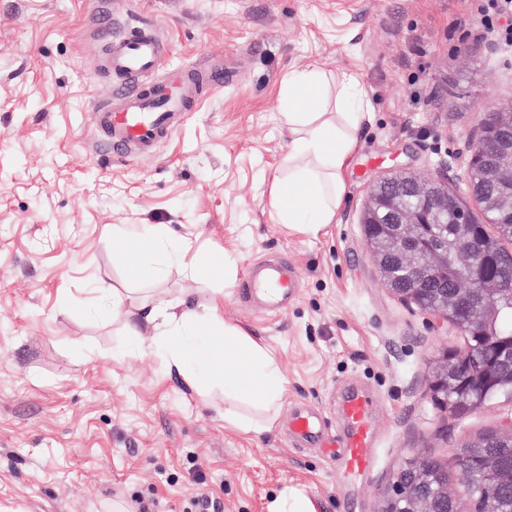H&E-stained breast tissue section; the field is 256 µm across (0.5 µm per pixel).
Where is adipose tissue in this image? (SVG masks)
Masks as SVG:
<instances>
[{"mask_svg":"<svg viewBox=\"0 0 512 512\" xmlns=\"http://www.w3.org/2000/svg\"><path fill=\"white\" fill-rule=\"evenodd\" d=\"M321 76L313 72L288 75V126L295 138L288 155V177L273 187V202L283 224L298 233H319L335 223L342 204L345 175L356 148V132L365 117L364 89L354 75H342L337 84V101L348 102L350 111L327 116ZM150 246L128 253L127 262L142 278L159 280L167 265L180 261L184 244L175 242L157 228L149 229ZM137 317L152 324V348L170 372L185 375L191 387L200 389L214 376L212 339H228L233 355L222 377L224 394L237 399L250 396L261 408V416L244 419L234 412L224 418L243 432L259 436L271 422L283 390L278 361L265 344L224 320L223 300L212 297L203 304L160 300L136 309Z\"/></svg>","mask_w":512,"mask_h":512,"instance_id":"ef3b65f1","label":"adipose tissue"}]
</instances>
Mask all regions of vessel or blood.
I'll use <instances>...</instances> for the list:
<instances>
[{
    "label": "vessel or blood",
    "mask_w": 512,
    "mask_h": 512,
    "mask_svg": "<svg viewBox=\"0 0 512 512\" xmlns=\"http://www.w3.org/2000/svg\"><path fill=\"white\" fill-rule=\"evenodd\" d=\"M162 59L163 51L147 28L115 36L107 46L105 66L122 84L110 102L97 107L95 120L112 157L153 154L175 133L186 112L224 85L215 68L184 67L162 73ZM300 288L292 265L262 259L249 265L238 294L255 308L280 313ZM373 412V398L352 390L342 396L339 407L343 432H327L321 417L310 409L297 410L289 417L288 432L302 445L337 449L343 462L339 478L349 482L373 466Z\"/></svg>",
    "instance_id": "vessel-or-blood-1"
}]
</instances>
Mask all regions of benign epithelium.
<instances>
[{
  "mask_svg": "<svg viewBox=\"0 0 512 512\" xmlns=\"http://www.w3.org/2000/svg\"><path fill=\"white\" fill-rule=\"evenodd\" d=\"M469 160L466 179L469 195L481 205L482 218H476L467 201L451 189L457 173L451 163L413 182L405 173H396L376 182L369 195L361 223L366 241L378 270L387 282L395 279L391 263L394 256L410 254L413 262L405 267L414 282L412 288H401L398 294L422 310L454 324L465 335L476 340L463 351L448 350L429 378L428 391L455 417H463L484 402L492 390L512 389V336L506 340L491 336L488 326L499 315L491 281L495 266L493 251L486 242L485 225L512 223V113L485 112L469 137ZM453 217L457 231L448 239L435 229ZM465 277L475 291L487 295L477 308H472L474 291L457 295L459 309L448 312L445 303L427 305L423 284L431 279L455 280ZM475 392V399L463 411L449 398V393ZM393 493L385 501L382 512H463L461 490L448 489V470L439 466L434 472L406 471L399 466L392 477ZM512 491L492 464L484 472L482 488L483 512H501V490Z\"/></svg>",
  "mask_w": 512,
  "mask_h": 512,
  "instance_id": "obj_1",
  "label": "benign epithelium"
}]
</instances>
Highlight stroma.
Segmentation results:
<instances>
[{
  "mask_svg": "<svg viewBox=\"0 0 512 512\" xmlns=\"http://www.w3.org/2000/svg\"><path fill=\"white\" fill-rule=\"evenodd\" d=\"M148 26L167 67L217 63L224 87L187 113L155 154L115 160L94 124L112 96L105 35ZM472 0H0V512H266L286 486L321 512H382L401 461L422 456L458 485L455 451L512 417V396L465 417L428 392L430 367L467 338L396 295L366 251L371 186L453 162L466 194L467 135L485 103L512 110V63ZM319 67L359 77L372 118L358 133L336 221L290 232L271 206L290 150L283 82ZM163 224L189 258L235 269L236 283L180 266L137 277L116 225ZM258 258L292 264L286 312L258 314L237 283ZM131 301L224 297V319L275 352L286 389L270 432L227 424L248 413L220 384L195 392L121 321L94 307L101 289ZM378 400L371 470L339 483L336 459L296 448L298 407L336 428L340 386Z\"/></svg>",
  "mask_w": 512,
  "mask_h": 512,
  "instance_id": "stroma-1",
  "label": "stroma"
}]
</instances>
